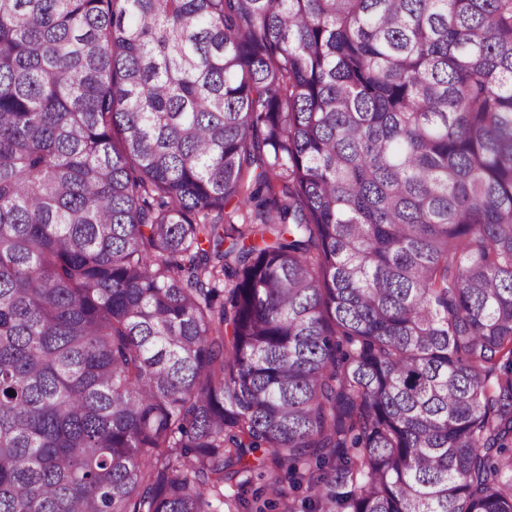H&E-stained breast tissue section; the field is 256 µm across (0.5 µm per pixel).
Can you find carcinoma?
Listing matches in <instances>:
<instances>
[{
  "label": "carcinoma",
  "mask_w": 512,
  "mask_h": 512,
  "mask_svg": "<svg viewBox=\"0 0 512 512\" xmlns=\"http://www.w3.org/2000/svg\"><path fill=\"white\" fill-rule=\"evenodd\" d=\"M248 473L512 512V0H0V512Z\"/></svg>",
  "instance_id": "carcinoma-1"
}]
</instances>
